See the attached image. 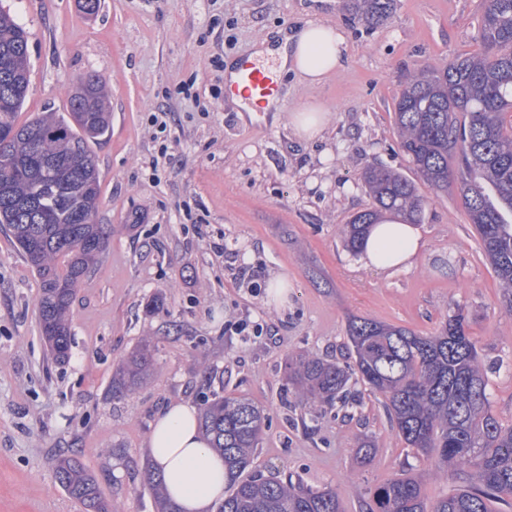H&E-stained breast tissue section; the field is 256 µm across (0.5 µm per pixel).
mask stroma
I'll return each instance as SVG.
<instances>
[{
	"instance_id": "obj_1",
	"label": "stroma",
	"mask_w": 512,
	"mask_h": 512,
	"mask_svg": "<svg viewBox=\"0 0 512 512\" xmlns=\"http://www.w3.org/2000/svg\"><path fill=\"white\" fill-rule=\"evenodd\" d=\"M28 35L30 92L18 116L66 114L78 85L101 78L110 128L91 149L100 178L97 221L108 246L70 310V356L47 361L37 277L0 230V512H84L58 483L59 459H78L112 512H155L144 481L150 423L176 400L215 391L262 407L261 473L336 489L345 512H367L368 490L424 470L427 503L455 484L408 448L384 399L358 386L349 417L302 405L290 356L348 355L350 316L429 336L464 308L486 364L493 414L512 425V312L456 188L419 191L424 246L394 272L364 267L344 228L371 207L361 180L371 164L409 179L395 101L422 64L480 50L483 0H396L375 26L354 22L349 0H0ZM339 27L347 63L317 86L282 80L280 109L243 112L224 87V61L250 54L280 28ZM315 105L330 122L318 138L292 133ZM164 113L166 128L150 117ZM283 303L269 299L275 276ZM159 297L153 313L145 304ZM154 371L123 399L112 374L142 341ZM371 436L373 462L357 444Z\"/></svg>"
}]
</instances>
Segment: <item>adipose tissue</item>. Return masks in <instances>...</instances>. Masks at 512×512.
<instances>
[{
	"label": "adipose tissue",
	"mask_w": 512,
	"mask_h": 512,
	"mask_svg": "<svg viewBox=\"0 0 512 512\" xmlns=\"http://www.w3.org/2000/svg\"><path fill=\"white\" fill-rule=\"evenodd\" d=\"M254 55L278 76L295 72L315 85L344 68L346 40L337 27L307 21L290 32L277 30ZM422 246L418 228L389 216L371 228L362 262L382 271L405 267ZM147 447L167 496L181 512H212L223 500L224 459L201 432L196 407L179 401L162 408L151 423Z\"/></svg>",
	"instance_id": "1"
}]
</instances>
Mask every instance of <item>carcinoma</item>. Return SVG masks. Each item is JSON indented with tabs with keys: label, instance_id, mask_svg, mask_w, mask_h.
<instances>
[{
	"label": "carcinoma",
	"instance_id": "carcinoma-1",
	"mask_svg": "<svg viewBox=\"0 0 512 512\" xmlns=\"http://www.w3.org/2000/svg\"><path fill=\"white\" fill-rule=\"evenodd\" d=\"M355 18L374 26L395 0H352ZM484 50L459 55L445 66L425 64L405 82L395 103L399 146L433 190L456 186L470 223L512 311V0H484L479 23ZM26 31L0 10V224L9 227L20 253L40 281L38 318L52 357L70 351V307L89 266L107 246L109 230L96 222L100 180L90 143L109 128L101 79L90 75L70 98L69 115L18 123L29 89ZM63 125L66 135L45 130ZM67 161L65 170L43 175L27 165L29 150ZM373 208L346 224L344 247L363 249L382 211L409 224L423 220L425 200L416 184L382 165L362 174ZM67 258L64 269L58 257ZM469 316L459 308L432 336L373 319L348 321L347 349L353 362L300 353L288 362V380L303 396L330 409L353 404L351 387L362 383L385 399L398 436L409 448L434 458L463 486L427 506L422 475L404 472L377 486L368 512H491L489 504L512 495V427L492 413L483 357L468 333ZM154 365L144 343L112 376V397L137 385ZM267 416L249 401L212 393L200 410L211 447L224 454L227 488L217 512H342L336 490L301 480L249 471ZM376 444L363 438V466ZM158 512H179L162 492L159 473L145 468ZM56 478L84 512H112L97 483L73 459L56 466Z\"/></svg>",
	"mask_w": 512,
	"mask_h": 512
}]
</instances>
